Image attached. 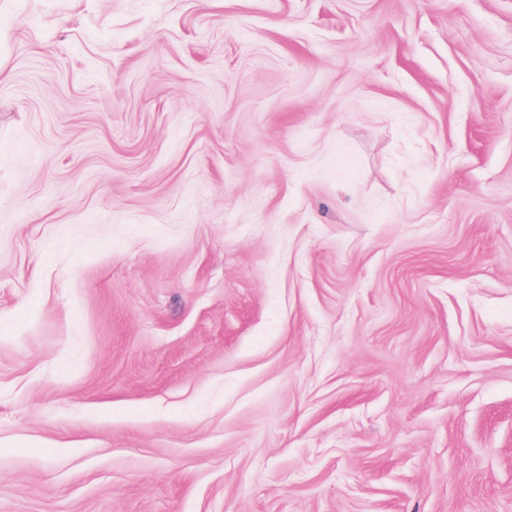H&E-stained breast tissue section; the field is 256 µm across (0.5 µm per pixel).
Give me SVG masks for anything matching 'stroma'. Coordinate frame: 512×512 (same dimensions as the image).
<instances>
[{
	"label": "stroma",
	"instance_id": "obj_1",
	"mask_svg": "<svg viewBox=\"0 0 512 512\" xmlns=\"http://www.w3.org/2000/svg\"><path fill=\"white\" fill-rule=\"evenodd\" d=\"M0 512H512V0H0Z\"/></svg>",
	"mask_w": 512,
	"mask_h": 512
}]
</instances>
